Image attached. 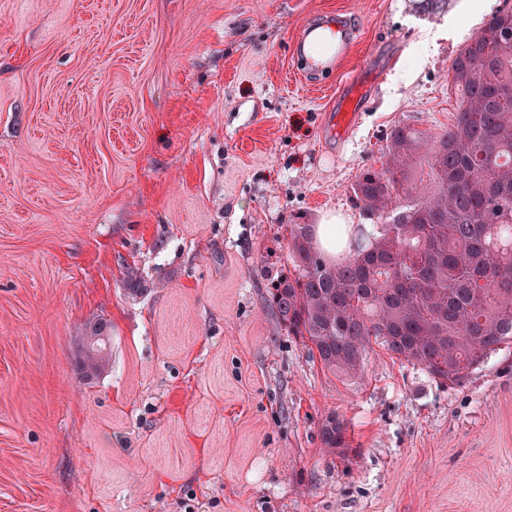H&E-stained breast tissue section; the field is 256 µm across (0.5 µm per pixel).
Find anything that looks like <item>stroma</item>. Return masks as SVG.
<instances>
[{
	"instance_id": "35a3bbf8",
	"label": "stroma",
	"mask_w": 512,
	"mask_h": 512,
	"mask_svg": "<svg viewBox=\"0 0 512 512\" xmlns=\"http://www.w3.org/2000/svg\"><path fill=\"white\" fill-rule=\"evenodd\" d=\"M461 3L0 0V512H512V351L462 388L378 346L348 376L268 305L289 225L363 223L351 185L390 131L454 122L453 59L512 8ZM317 16L352 47L313 78L293 54ZM364 94V86L361 81L353 82L350 85L349 93L342 99L338 98L336 104V117L333 119V127L336 126V136L345 135L351 124L358 115L359 105ZM336 120V124L334 123ZM319 436L323 448H327L330 452L342 453L349 448L348 424L336 415V412H331L325 417Z\"/></svg>"
}]
</instances>
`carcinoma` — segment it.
<instances>
[{
  "label": "carcinoma",
  "mask_w": 512,
  "mask_h": 512,
  "mask_svg": "<svg viewBox=\"0 0 512 512\" xmlns=\"http://www.w3.org/2000/svg\"><path fill=\"white\" fill-rule=\"evenodd\" d=\"M460 111L439 139L407 126L388 137L385 169L351 186L367 224L336 231V256L315 225L292 224L297 274L278 280L269 305L288 333L329 370L356 375L375 343L450 388L512 345V11H500L452 65ZM430 170V185L414 177ZM86 354L75 374L98 370ZM323 447H349L348 424L329 413Z\"/></svg>",
  "instance_id": "obj_1"
}]
</instances>
